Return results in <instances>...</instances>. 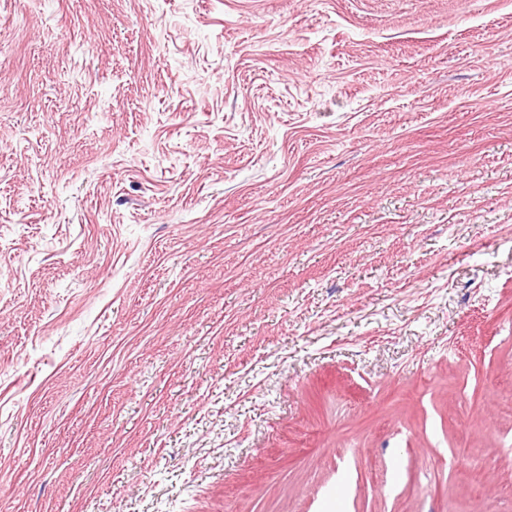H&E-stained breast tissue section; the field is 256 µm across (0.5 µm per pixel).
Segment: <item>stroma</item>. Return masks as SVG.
I'll list each match as a JSON object with an SVG mask.
<instances>
[{
    "mask_svg": "<svg viewBox=\"0 0 512 512\" xmlns=\"http://www.w3.org/2000/svg\"><path fill=\"white\" fill-rule=\"evenodd\" d=\"M0 512H512V0H0Z\"/></svg>",
    "mask_w": 512,
    "mask_h": 512,
    "instance_id": "1",
    "label": "stroma"
}]
</instances>
